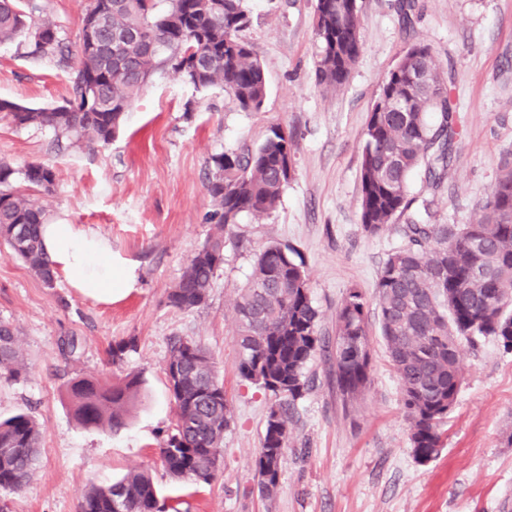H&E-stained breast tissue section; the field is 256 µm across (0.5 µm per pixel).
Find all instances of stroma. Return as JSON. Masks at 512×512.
<instances>
[{
  "mask_svg": "<svg viewBox=\"0 0 512 512\" xmlns=\"http://www.w3.org/2000/svg\"><path fill=\"white\" fill-rule=\"evenodd\" d=\"M413 2L406 21L399 0H359L363 49L338 92L315 82L314 0H247L243 36L267 76L258 111H240L222 85L197 89L161 71L106 144L87 138L61 148L52 128L0 119V162L50 167L55 186L35 200L56 222L85 225L111 241L112 266L124 276L111 303H101L61 282L46 287L0 246V321L13 325L29 366L27 379L0 382V417L31 413L42 432L29 483L0 491L7 512H81L89 485L137 467L151 468L161 494L170 495L158 446L174 423L165 367L177 338L208 350L234 417L217 475L189 496L190 512H512V353L491 341L461 346L463 383L441 427V452L418 461L375 309L381 267L405 240L397 225L363 231L359 180L362 132L384 78L410 44H428L453 67L460 134L440 189H430L424 171L411 176L409 214L428 224L476 220L502 158L512 155V0ZM68 95L53 62L0 43V98L52 107ZM276 124L296 140L295 176L281 202L260 219L241 215L225 233L224 265L204 307L168 306L169 288L212 231L211 157L257 145ZM272 240L304 260L323 336H334L346 291L364 293L372 381L343 402L330 360L312 358L314 383L290 411L269 502L254 475L273 400L238 374L234 304ZM71 338L78 350L69 357L61 344ZM129 338L133 349L113 364L112 343ZM102 373L142 380L127 426L114 434L79 426L65 399L72 378Z\"/></svg>",
  "mask_w": 512,
  "mask_h": 512,
  "instance_id": "stroma-1",
  "label": "stroma"
}]
</instances>
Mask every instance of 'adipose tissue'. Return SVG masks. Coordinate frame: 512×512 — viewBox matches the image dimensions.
Returning <instances> with one entry per match:
<instances>
[{
    "label": "adipose tissue",
    "instance_id": "adipose-tissue-1",
    "mask_svg": "<svg viewBox=\"0 0 512 512\" xmlns=\"http://www.w3.org/2000/svg\"><path fill=\"white\" fill-rule=\"evenodd\" d=\"M41 241L56 277L68 287L100 302L112 300L121 279L112 269V245L80 224L46 222Z\"/></svg>",
    "mask_w": 512,
    "mask_h": 512
}]
</instances>
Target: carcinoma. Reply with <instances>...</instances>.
Listing matches in <instances>:
<instances>
[{
  "mask_svg": "<svg viewBox=\"0 0 512 512\" xmlns=\"http://www.w3.org/2000/svg\"><path fill=\"white\" fill-rule=\"evenodd\" d=\"M100 46L84 37L71 44L43 9L25 0H0V43L26 39L31 54L68 70L70 98L51 108L0 99V113L17 126H50L71 145L94 137L111 141L134 100L159 70L196 88L224 85L244 112L261 108L267 79L253 47L241 37L250 18L244 0H104ZM315 80L339 92L363 48L358 0H315ZM79 63L71 65L72 57ZM452 67L425 44L409 47L384 80L363 132L360 162L361 223L369 235L388 230L412 204L409 179L425 168L432 189L448 174L459 136L449 95ZM293 132L276 125L255 148L211 157L206 190L214 231L189 259L167 292L180 311L207 304L216 271L224 265V231L242 214L261 218L281 201L292 177ZM51 192L54 171L32 163H0V242L49 288L50 261L39 226L45 209L16 187ZM406 244L390 253L376 284L378 318L402 388L416 459L432 460L439 427L462 384L458 349L485 340L512 351V162L504 160L493 190L473 224L402 226ZM236 364L240 376L267 392L274 404L266 421L255 479L274 499L288 445V410L308 389L306 366L321 343L320 312L309 275L291 248L270 241L257 255L247 286L234 305ZM333 376L343 400L352 402L371 384L369 310L361 291H347L336 311ZM27 374L15 329L0 322V380ZM166 376L176 422L160 443L159 457L177 482L210 483L218 470L233 413L208 352L178 338L169 349ZM138 376L111 381L74 378L66 397L77 422L117 432L127 425L140 393ZM41 432L32 415L0 418V489L18 491L37 461ZM167 512L152 475L129 470L119 480L89 488L81 512Z\"/></svg>",
  "mask_w": 512,
  "mask_h": 512,
  "instance_id": "1",
  "label": "carcinoma"
}]
</instances>
